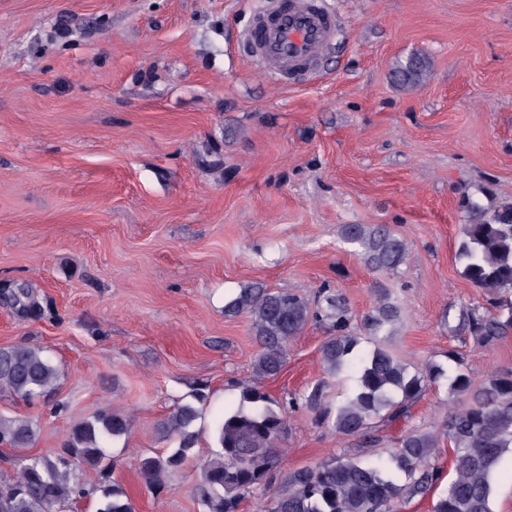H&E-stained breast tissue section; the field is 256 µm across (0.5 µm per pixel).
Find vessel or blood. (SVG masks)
Returning <instances> with one entry per match:
<instances>
[{"label":"vessel or blood","mask_w":512,"mask_h":512,"mask_svg":"<svg viewBox=\"0 0 512 512\" xmlns=\"http://www.w3.org/2000/svg\"><path fill=\"white\" fill-rule=\"evenodd\" d=\"M337 28L324 0H272L247 34L248 51L270 77L292 85L319 73Z\"/></svg>","instance_id":"b4317fda"}]
</instances>
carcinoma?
Instances as JSON below:
<instances>
[{
	"mask_svg": "<svg viewBox=\"0 0 512 512\" xmlns=\"http://www.w3.org/2000/svg\"><path fill=\"white\" fill-rule=\"evenodd\" d=\"M430 62L413 55L394 69L398 86L413 89L428 77ZM462 225L456 259L467 280L490 296V308H461L453 333L469 334L479 348L491 346L512 333V206H485L468 195L462 198ZM341 238L362 249L372 269L394 273L404 264L407 244L383 224H344ZM247 313L251 332L260 346L255 372L262 378L282 370L289 343L311 322L325 325L329 336L321 346L331 373L356 371L354 391L330 409L323 388L290 398L294 409L305 407L336 432L378 444L374 422L389 423L408 416L427 388L442 378L448 382L447 418L436 431L413 429L387 457L361 461L338 455L288 472L263 512H402V503L424 494L443 477L432 463L440 443L451 453L447 488L433 512H493L492 477L505 455L512 452V367H503L476 384L455 351V367L430 363L412 366L387 345L390 327L402 307L385 292L364 319L373 347L359 349L346 299L339 291L320 288L310 301L296 293L252 285L239 289L224 304V314ZM59 370L42 351L25 344L0 348V394L31 401L51 393ZM206 396L201 392L174 406L161 423L172 446L144 458L139 475L149 490L158 491L167 476L198 463L195 494L203 512H240L241 503L261 485L272 483L274 466L287 430L284 405L256 386L242 388L235 410L215 428L216 449L198 455L199 431ZM131 425L127 415L102 409L71 429L62 452L26 455L37 429L28 420L0 415V447L15 452L18 465L11 475L0 473V512H59L79 499L96 501L95 512H135L132 498L110 480L116 464L107 443L124 436ZM99 471L101 481L86 486L73 476L67 457Z\"/></svg>",
	"mask_w": 512,
	"mask_h": 512,
	"instance_id": "obj_1",
	"label": "carcinoma"
}]
</instances>
